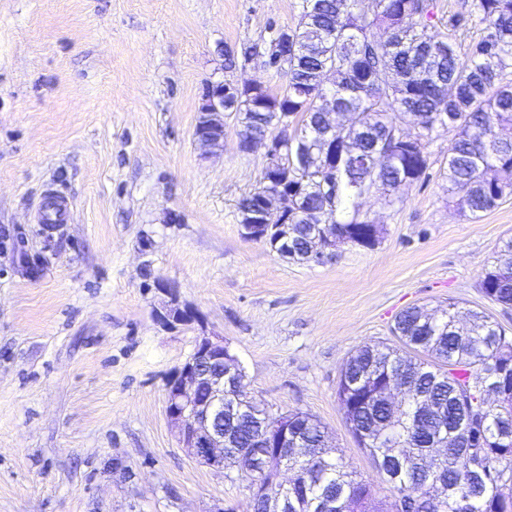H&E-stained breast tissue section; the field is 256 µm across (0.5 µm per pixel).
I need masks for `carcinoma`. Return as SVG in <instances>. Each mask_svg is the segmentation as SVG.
<instances>
[{
    "mask_svg": "<svg viewBox=\"0 0 512 512\" xmlns=\"http://www.w3.org/2000/svg\"><path fill=\"white\" fill-rule=\"evenodd\" d=\"M357 0H303L298 23L288 28V64L277 66L286 84L274 92L263 87L254 95L261 106L245 105V92L227 97L226 110L235 113L237 134L250 129L279 136L278 113L292 116L297 134L282 148V174L296 208L288 223L296 238L308 240L315 224H326L338 238L359 233L362 195L395 203L397 182H419L429 169L428 144L438 128L456 134L448 148L442 176L448 193L461 209L475 215L512 195V0H463L462 11L443 22L434 0H381L377 12L363 15ZM477 29L465 52L457 50V29ZM381 29L389 41L378 42ZM343 65L342 77L330 92L351 117V126L336 131V160L321 152L317 99L323 93L320 68L328 61ZM397 77L392 88L368 78L384 70ZM351 149L364 157L355 165L346 158ZM270 184L257 187L237 203L242 211L261 200ZM484 294L512 305V236L503 240L491 265L482 271ZM399 345L365 344L344 363L341 374L362 378L348 388L339 380L337 396L358 444L375 461L384 481L398 494L378 500L369 484L357 478L340 457L318 447L328 441L325 426L294 411L288 419L306 427L298 445L307 452L290 459L298 477L288 487L291 512H401L400 499L412 497L417 512H455L462 501L467 512H512V498L502 487L512 484V364L504 362L505 330L490 317L473 310L461 313L448 300L434 312L423 306L404 309L395 319ZM500 363L489 380L499 384L501 403L488 411L479 448H458L470 424L464 419V388L474 386L484 365ZM399 371L412 402L433 399L443 414L428 419L411 415L390 419L374 392L385 375ZM235 449L251 453L259 429L237 432ZM442 441L441 454L430 456L429 443ZM280 460L272 455L261 463L253 480L267 484Z\"/></svg>",
    "mask_w": 512,
    "mask_h": 512,
    "instance_id": "cac0c4a2",
    "label": "carcinoma"
}]
</instances>
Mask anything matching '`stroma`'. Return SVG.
<instances>
[{
    "instance_id": "stroma-1",
    "label": "stroma",
    "mask_w": 512,
    "mask_h": 512,
    "mask_svg": "<svg viewBox=\"0 0 512 512\" xmlns=\"http://www.w3.org/2000/svg\"><path fill=\"white\" fill-rule=\"evenodd\" d=\"M301 4L0 0V512L247 508L241 474L196 463L165 414L166 378L205 329L223 336L250 396L312 415L389 496L336 395L347 358L395 344L412 305L454 300L512 336V305L480 288L512 235V196L477 215L449 203L440 172L454 130L433 133L428 180L400 187L396 205L363 199L375 247L342 244L308 265L243 237L236 204L263 155L239 153L231 118L223 151L201 154L202 88L284 85L268 43ZM52 193L68 204L56 224L43 219ZM161 280L204 325L158 322Z\"/></svg>"
}]
</instances>
